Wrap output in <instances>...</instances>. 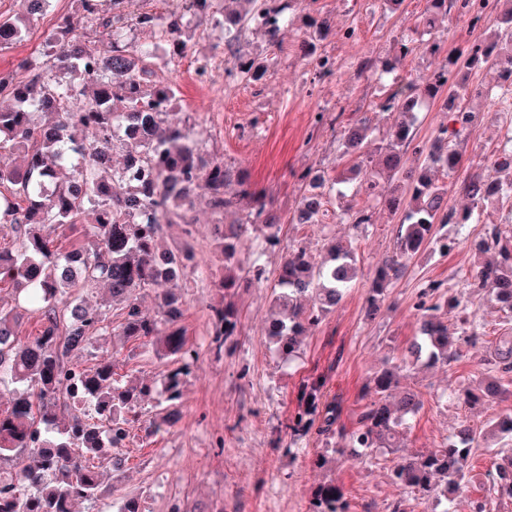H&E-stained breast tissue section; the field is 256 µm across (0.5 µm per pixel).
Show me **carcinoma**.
<instances>
[{"instance_id": "obj_1", "label": "carcinoma", "mask_w": 512, "mask_h": 512, "mask_svg": "<svg viewBox=\"0 0 512 512\" xmlns=\"http://www.w3.org/2000/svg\"><path fill=\"white\" fill-rule=\"evenodd\" d=\"M237 2L241 8L221 11L215 0H184L180 12L162 15L145 9L131 17L123 10V0H112V11L106 14L101 13L100 0H72L95 29L94 37L77 34L70 15H60L36 55L21 60L15 71H0V154L22 157L17 166L0 167V225L12 233L10 247L0 248V284L15 287L14 306L0 307V387L8 392L7 405L0 406V464L12 465L9 472L0 469V512H74L77 502L112 496L118 500L116 512H143L139 495L104 481L98 461L110 456L113 468H122L120 449L130 436V423L149 399L156 398L161 406L151 422L155 429L173 427L180 420L183 388L197 351L188 342L183 305L173 288L184 270L198 269L191 210L201 187L214 215L213 241L224 255L225 273L217 283L224 302L210 306L216 350L234 342L239 333L241 319L234 302L239 282H260L264 271L255 265L243 270L238 255L250 240V230L258 226L264 230V243H279L281 216L248 174L205 152L177 89L157 75L159 53L168 65L179 60L187 50L183 35L191 22L206 19L224 31L240 80L255 87L262 83L270 61L239 49L241 40L250 32L259 33L276 45L287 15L302 0ZM30 3V12L22 16L0 17L1 50L29 38L34 17L50 0ZM425 3L421 21L427 32L453 8L474 23L487 8L499 9L493 34L458 48L449 63L459 69L485 65L495 70L500 98L512 96V0ZM131 31L148 34L151 46L137 44ZM328 32L326 19L313 17L300 33L302 55L321 79L334 75L331 57L317 53ZM410 52L403 43L394 61H368L367 78L379 69L395 70ZM79 81L92 87L91 97L81 105L74 102ZM466 93L465 83L449 82L445 69L423 88L398 75L385 101L392 121L375 154H364L369 119L351 118L338 138L340 155L355 158L351 168L325 186L308 171L293 174L305 184L292 216L298 224L324 223L328 209L308 199L333 192L345 197L335 190L338 184L368 199L380 182L389 184L383 204L400 220L392 254L371 277L367 302L372 313L381 308L387 288L409 262L428 251L446 254L457 245L456 237L439 230L470 224L484 210L512 198V179L490 180L476 169L454 183L470 207L461 214L448 207V186L439 175L448 177L463 168L456 145L476 120L475 113L455 109ZM424 99L441 101L444 114L429 145L417 142L415 132L416 111ZM118 151L123 160L116 166L112 157ZM409 153L421 162L407 168ZM89 207L94 225L88 229L83 216ZM337 218L356 228L372 223L367 205L346 206ZM166 224L183 225L184 237L162 251L158 240ZM61 237L75 242L64 249L58 246ZM324 247L328 260L320 264L305 247L289 248L272 286L276 314L267 322L266 333L284 357L295 356L303 336L336 308L357 278L355 240L332 237ZM476 250L495 255L456 274L466 288L450 287L440 296L437 284L421 289L419 335L406 346L400 363L368 381L372 399L361 407L351 428L336 427L341 406L327 398L326 378L303 380L286 428L295 448L312 434L325 440V448L311 460L315 468H324L330 453L370 456L395 448L423 405L419 394L399 390L400 371L449 364L458 339L470 344L482 339L472 309L475 293L489 290L502 309L512 312V234L493 226ZM162 282L171 289L155 294L160 313L156 320L142 313L137 294ZM101 285L121 311L120 334L172 363L161 389L116 373L112 356L89 367L80 361L88 345L109 328L106 313L83 298L84 292ZM24 305L41 322L38 335L26 341L17 338ZM483 365L477 384L453 390L467 405L512 395L507 381L512 373V334L489 342ZM481 447L494 449L496 456L486 474L489 495L470 500L468 508L494 512L495 502L512 500L510 414L479 425L463 421L443 446L402 457L391 470V481L430 502L432 512H455L474 480L468 460ZM350 508L343 487L333 480L317 486L309 504L311 512Z\"/></svg>"}]
</instances>
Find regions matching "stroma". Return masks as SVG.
<instances>
[{
    "mask_svg": "<svg viewBox=\"0 0 512 512\" xmlns=\"http://www.w3.org/2000/svg\"><path fill=\"white\" fill-rule=\"evenodd\" d=\"M423 9L422 0H404L394 14L366 12L357 0H305L300 15L330 21L331 32L318 50L335 59L341 73L337 79H315L299 52L296 27L282 30L276 48L261 36L250 37L248 52L272 61L268 75L261 86L224 91V129L205 134L204 140L209 153L247 170L273 200L283 219L280 242L261 258L262 282L240 290L236 303L241 332L233 347L219 352L211 344L208 306L219 300L220 293L212 282H199L194 273L184 272L183 325L198 358L184 389L182 418L174 427L152 431L149 422L156 410L153 402H144L140 421L123 450L126 463L116 473L127 491L140 495L143 512H307L312 491L330 479L343 485L352 512H391V503L399 498L407 512H430L429 505L403 497L392 485L395 455L350 457L337 460L333 471L319 470L311 459L322 441L308 437L302 452L290 454L285 427L297 406L298 387L310 375L326 377L329 397L342 406L341 424L351 425L368 377L399 356L416 333L422 286L447 283L455 272L469 270L476 261L471 240L512 216V205L507 203L486 211L480 223L466 226L464 242L447 256L417 259L393 281L384 307L374 316L367 313L369 277L392 252L397 217L378 205L372 224L359 229L335 220L312 226L289 221L301 195L296 172L319 165L333 177L353 163L351 157L337 155V129L314 124L318 110L348 118L365 116L381 129L388 123L380 104L390 83L367 80L362 74L364 63L374 57L392 59L398 41L407 37L412 51L400 69L411 72L416 84L428 81L433 67L426 51L428 38L420 27ZM495 27V14L473 25L453 11L439 22L437 35L449 54L487 38ZM228 56L223 33L209 22H197L186 55L162 77L177 87L190 111L201 113L211 106L213 92L195 82L193 68L202 60ZM451 78L468 86L462 104L478 115L465 138L466 159L483 162L484 175L497 178L488 160L512 130V114L484 94L494 74L483 68L455 69ZM350 234L357 241L361 276L336 310L307 333L297 356L283 359L265 334V322L272 285L288 247L305 245L318 258L325 238ZM110 354L117 358L120 374L137 375L157 387L170 368L166 360L113 335L98 337L85 361L91 364ZM483 355L482 346L461 341L451 365L439 364L403 379V386L418 392L423 401L404 437L406 450L440 446L462 417L480 423L512 414V400L471 411L450 395L479 378Z\"/></svg>",
    "mask_w": 512,
    "mask_h": 512,
    "instance_id": "stroma-1",
    "label": "stroma"
}]
</instances>
